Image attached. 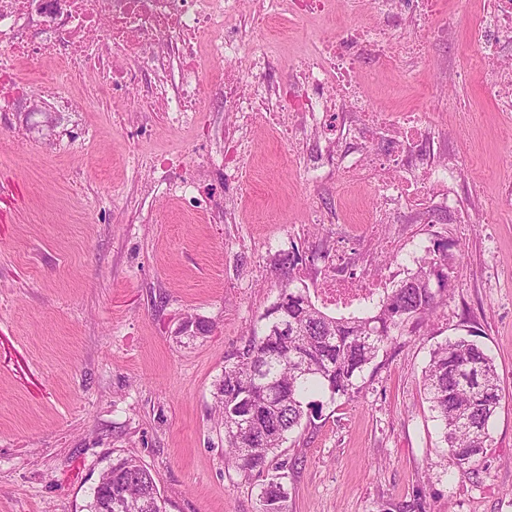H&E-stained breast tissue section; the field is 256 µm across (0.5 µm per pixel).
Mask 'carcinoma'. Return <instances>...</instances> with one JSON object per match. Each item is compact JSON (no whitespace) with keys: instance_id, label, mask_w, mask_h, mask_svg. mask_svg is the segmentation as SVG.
<instances>
[{"instance_id":"carcinoma-1","label":"carcinoma","mask_w":512,"mask_h":512,"mask_svg":"<svg viewBox=\"0 0 512 512\" xmlns=\"http://www.w3.org/2000/svg\"><path fill=\"white\" fill-rule=\"evenodd\" d=\"M454 262L450 244H436L433 256L406 280L347 317L321 310L303 286L280 289L224 367L216 392L225 454L244 473L272 468L259 512H285L286 473L272 461L287 436L317 416L319 404L311 396L357 397L363 389L359 379L397 337L416 332L447 302ZM422 382L454 468L462 476L487 469L490 427L504 395L484 346L467 336L437 344ZM113 495L125 498L128 512H165L155 476L132 455L112 460L92 489L87 512H111Z\"/></svg>"}]
</instances>
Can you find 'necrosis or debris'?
I'll use <instances>...</instances> for the list:
<instances>
[{
    "mask_svg": "<svg viewBox=\"0 0 512 512\" xmlns=\"http://www.w3.org/2000/svg\"><path fill=\"white\" fill-rule=\"evenodd\" d=\"M240 4L241 0H0V75H13L17 62L35 64L53 57L59 68L41 74L42 84H57L60 75L84 69L95 73L103 89L137 85L148 94L164 76L166 55L174 53L184 59L175 110L185 115L198 109L204 69L220 63L224 101L245 132L264 118L261 105L274 90V61L271 52L264 51L255 56L250 74L238 69L243 46L231 22ZM36 18L43 25V38L35 43L20 39V30ZM470 34L477 46L473 65L488 76L486 93L499 102L501 111L512 112V61L501 58L502 52L512 50V0H487ZM424 38L421 31L398 35L380 24L353 26L345 30L342 42L318 39L298 74L304 91L297 110L304 119L327 133L344 118L356 134L368 126L381 128L387 164L397 171L377 189L382 213L418 206L433 190L442 192L444 207L456 206L447 188L457 169L450 161L435 162L430 149L435 126L428 114L382 117L352 88L364 55L390 65L418 54ZM343 42L350 45V53L340 51ZM134 60L142 62V70L131 68ZM318 288L327 305L351 311L379 296L383 282L331 269L322 275Z\"/></svg>",
    "mask_w": 512,
    "mask_h": 512,
    "instance_id": "necrosis-or-debris-1",
    "label": "necrosis or debris"
}]
</instances>
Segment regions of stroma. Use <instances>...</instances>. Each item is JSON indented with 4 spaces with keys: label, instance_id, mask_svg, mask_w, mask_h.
Masks as SVG:
<instances>
[{
    "label": "stroma",
    "instance_id": "stroma-1",
    "mask_svg": "<svg viewBox=\"0 0 512 512\" xmlns=\"http://www.w3.org/2000/svg\"><path fill=\"white\" fill-rule=\"evenodd\" d=\"M483 0H444L449 42L425 58L356 73L384 115L429 113L437 156L459 174V207L430 205L376 216L380 172L356 184L333 162L351 150L301 123L289 137L276 113L299 93L311 36H340L377 21L369 0H335L327 17L268 12L242 0L233 28L237 65L272 50L279 93L232 151L224 68H206L199 112L174 124L178 58L163 92L115 96L75 71L55 94L19 64L12 108L0 112V512H86L113 457L137 455L156 478L166 512H258L264 475L224 455L216 385L288 278L316 290L337 254L394 286L434 244L457 255L448 304L402 337L367 373L358 398L321 396L319 418L292 433L286 512H512V213L500 190L512 176V115L482 92L471 67V26ZM451 65L456 80L441 79ZM465 102L452 112L448 98ZM300 253L293 273L278 260ZM477 331L505 398L491 425L489 467L461 477L448 463L421 388L430 351Z\"/></svg>",
    "mask_w": 512,
    "mask_h": 512
}]
</instances>
